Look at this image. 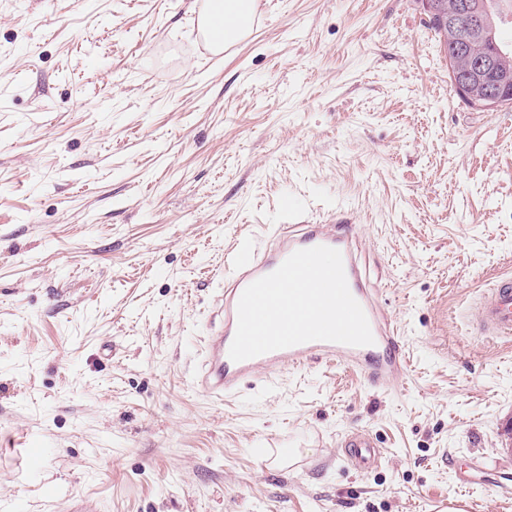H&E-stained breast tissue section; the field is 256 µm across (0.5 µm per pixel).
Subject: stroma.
I'll return each instance as SVG.
<instances>
[{
	"label": "stroma",
	"mask_w": 512,
	"mask_h": 512,
	"mask_svg": "<svg viewBox=\"0 0 512 512\" xmlns=\"http://www.w3.org/2000/svg\"><path fill=\"white\" fill-rule=\"evenodd\" d=\"M193 7L0 0V512H496L512 340L476 305L512 275V108L460 99L415 0H258L219 55ZM286 200L350 217L403 385L194 389L228 253ZM361 430L364 473L340 448ZM346 456L349 462L359 470H367L377 465L382 458V453L377 448L371 436L365 432L348 435L343 441Z\"/></svg>",
	"instance_id": "35a3bbf8"
}]
</instances>
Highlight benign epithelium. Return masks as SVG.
Segmentation results:
<instances>
[{
  "instance_id": "obj_1",
  "label": "benign epithelium",
  "mask_w": 512,
  "mask_h": 512,
  "mask_svg": "<svg viewBox=\"0 0 512 512\" xmlns=\"http://www.w3.org/2000/svg\"><path fill=\"white\" fill-rule=\"evenodd\" d=\"M424 13L439 19L443 25L448 18L443 14L439 0H417ZM462 50L452 44L448 47V69L457 77L458 93L475 109L495 112L503 107H512V77L495 70L493 57H473L464 70L458 69Z\"/></svg>"
}]
</instances>
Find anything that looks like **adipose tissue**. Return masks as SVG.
I'll use <instances>...</instances> for the list:
<instances>
[{
  "mask_svg": "<svg viewBox=\"0 0 512 512\" xmlns=\"http://www.w3.org/2000/svg\"><path fill=\"white\" fill-rule=\"evenodd\" d=\"M199 25L214 52L245 40L255 19V0H206L198 10Z\"/></svg>",
  "mask_w": 512,
  "mask_h": 512,
  "instance_id": "adipose-tissue-1",
  "label": "adipose tissue"
}]
</instances>
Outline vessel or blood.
Here are the masks:
<instances>
[{
	"label": "vessel or blood",
	"mask_w": 512,
	"mask_h": 512,
	"mask_svg": "<svg viewBox=\"0 0 512 512\" xmlns=\"http://www.w3.org/2000/svg\"><path fill=\"white\" fill-rule=\"evenodd\" d=\"M315 246H327L341 253L349 290L367 317L373 344L353 346L310 341L240 362L232 361L229 350L237 329L238 302L244 289L274 272L295 251ZM232 268L216 307L219 324L204 339L201 368L194 380L195 387L211 398L221 401L232 397L259 375L271 377L286 369L300 370L313 364L360 370L375 387L395 386L405 379L408 360L400 344L398 323L383 308L379 289L366 287L362 282L355 235L339 233L334 221L278 225L263 247L247 252L234 251ZM479 323L484 332L512 339V276L499 277L489 289L479 307ZM343 446L356 469L367 470L381 459L380 449L367 433L348 435Z\"/></svg>",
	"instance_id": "b4317fda"
}]
</instances>
